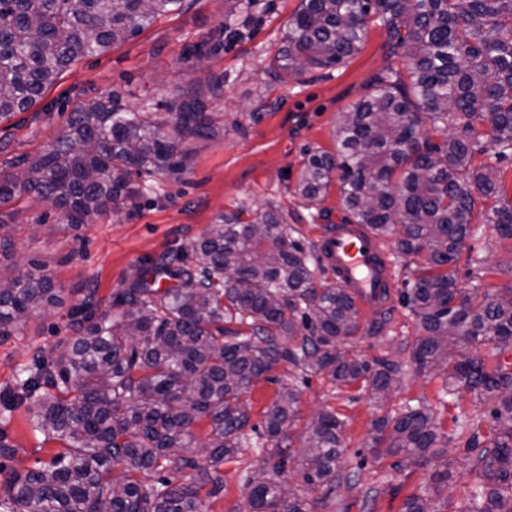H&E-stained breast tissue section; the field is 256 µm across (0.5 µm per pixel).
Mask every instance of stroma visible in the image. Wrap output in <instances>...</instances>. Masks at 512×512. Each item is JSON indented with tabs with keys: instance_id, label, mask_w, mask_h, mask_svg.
Wrapping results in <instances>:
<instances>
[{
	"instance_id": "35a3bbf8",
	"label": "stroma",
	"mask_w": 512,
	"mask_h": 512,
	"mask_svg": "<svg viewBox=\"0 0 512 512\" xmlns=\"http://www.w3.org/2000/svg\"><path fill=\"white\" fill-rule=\"evenodd\" d=\"M300 2L186 0L183 10L158 18L138 36L76 62L38 103L0 123L2 167L48 149L80 101L113 94L125 107L153 109L176 85L192 81L204 87L213 78L223 80L219 96L208 101L210 111L224 115L216 136L194 143L184 180L162 179L144 188L136 209L60 233L48 203L23 196L0 206V219L13 240L12 251L0 253V276L26 273L38 263L65 287L62 304L30 317L21 333L0 336V388L11 384L34 356L73 337L71 324L87 289H94L100 309H107L111 296L127 286L144 260L187 247L221 215L273 207L313 244L345 217L338 186L315 205L298 195L304 152L334 151L342 112L367 93L375 77L403 64L390 56L386 32L373 20L358 53L345 63L299 80L276 77L272 58ZM511 262L512 240L501 238L492 225H481L456 264L457 285L467 290L512 285L506 270ZM360 323L361 333L347 340L345 349L370 362L402 366L388 408L425 401L434 409L453 465L447 489L430 490L429 468L403 467L396 455L376 460L368 454L365 444L380 410L360 384L339 388L326 375H306L280 363L272 381L250 395L252 424L262 425L280 382L298 381L302 419L327 409L344 422L340 473L345 480L332 493H318L314 512H403L412 495L426 496L431 512H459L474 479L465 460L471 436L465 419L488 416L489 404L466 392L454 401L442 400V379L415 374L410 356L421 329L400 296H393L387 313L361 317ZM0 434L15 450L12 457L0 458L4 474L37 468L60 448L33 430L22 406L10 420H0ZM263 461L260 449L247 448L226 462L224 490L207 498L208 512H244V478Z\"/></svg>"
}]
</instances>
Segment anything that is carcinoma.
I'll return each instance as SVG.
<instances>
[{"mask_svg": "<svg viewBox=\"0 0 512 512\" xmlns=\"http://www.w3.org/2000/svg\"><path fill=\"white\" fill-rule=\"evenodd\" d=\"M184 0H0V123L30 109L70 65L137 36ZM387 34L390 54L408 61V80L390 70L343 113L333 153L308 150L297 186L314 202L334 183L355 224L396 235L398 250L424 270L401 290L423 334L411 363L443 376L441 394L461 390L493 404L488 441L479 428L466 447L476 474L459 512H512V286L457 291L458 241L475 209L512 239V203L497 163L512 154V0H301L274 57L278 77L344 63L368 20ZM208 91L175 88L161 112H128L112 94L74 107L51 147L0 168V205L30 195L52 205L70 231L135 206L137 177L180 179L192 144L215 134ZM457 132L440 144L428 132ZM488 161L474 165L475 154ZM273 209L226 215L185 249L149 262L97 312L93 293L73 321L77 336L20 369L0 391L8 419L31 404L34 431L64 443L36 469L11 470L0 512H205L224 489V462L262 445L261 477L246 478V512H312L309 495L336 488L343 422L320 412L297 452L288 443L300 391L279 386L263 431L249 426L251 391L282 361L326 373L337 385L362 382L384 405L401 371L375 367L340 348L360 332L354 298L319 281L321 257ZM63 286L39 266L0 277V336L58 304ZM244 325L248 331L229 328ZM471 356L464 358L462 352ZM207 421L205 442L191 427ZM375 459L402 455L431 465L433 489L452 477L448 448L423 402L372 422ZM293 466L297 484L280 477Z\"/></svg>", "mask_w": 512, "mask_h": 512, "instance_id": "cac0c4a2", "label": "carcinoma"}]
</instances>
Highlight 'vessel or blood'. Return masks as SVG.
<instances>
[{"mask_svg": "<svg viewBox=\"0 0 512 512\" xmlns=\"http://www.w3.org/2000/svg\"><path fill=\"white\" fill-rule=\"evenodd\" d=\"M325 264L337 281L369 313L385 310L394 286L387 249L363 225H332L320 244Z\"/></svg>", "mask_w": 512, "mask_h": 512, "instance_id": "b4317fda", "label": "vessel or blood"}]
</instances>
